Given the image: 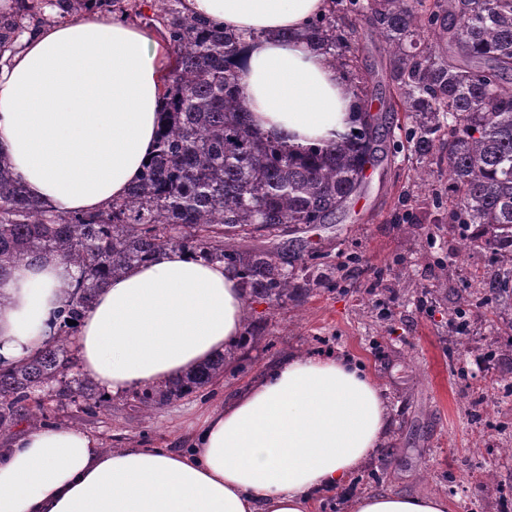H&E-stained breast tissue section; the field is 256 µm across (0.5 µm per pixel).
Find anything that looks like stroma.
Segmentation results:
<instances>
[{
	"instance_id": "1",
	"label": "stroma",
	"mask_w": 512,
	"mask_h": 512,
	"mask_svg": "<svg viewBox=\"0 0 512 512\" xmlns=\"http://www.w3.org/2000/svg\"><path fill=\"white\" fill-rule=\"evenodd\" d=\"M336 21L349 35L361 101L389 112L390 132L386 156L368 168L343 221L304 227L289 244L317 252L328 291L299 294L274 310L254 302L269 346L252 350L246 369H228L205 392L148 416L122 393L95 416L83 401L54 400L51 423L88 431L105 448L177 450L200 409L222 406L275 362L342 354L379 381L394 409L389 449L366 467L374 476L369 492L438 494L448 512H512V295H480L496 259L463 248L462 229L449 223L447 166L417 179L384 44L354 13H337ZM463 304L470 314L461 324L455 312Z\"/></svg>"
}]
</instances>
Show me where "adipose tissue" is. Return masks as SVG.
Returning <instances> with one entry per match:
<instances>
[{"label": "adipose tissue", "mask_w": 512, "mask_h": 512, "mask_svg": "<svg viewBox=\"0 0 512 512\" xmlns=\"http://www.w3.org/2000/svg\"><path fill=\"white\" fill-rule=\"evenodd\" d=\"M247 36L243 105L268 138L324 146L359 102L302 34L329 0H185ZM167 44L88 14L24 34L0 57V147L28 195L58 213L95 212L136 183L157 141ZM76 272L55 257L0 277V357L16 361L55 329ZM236 274L179 249L113 278L78 324L85 373L106 394L170 385L241 335ZM392 410L348 357L290 356L188 431L184 450L100 447L81 430L15 434L0 449V512H315L381 448ZM352 512H448L443 497L355 498Z\"/></svg>", "instance_id": "ef3b65f1"}]
</instances>
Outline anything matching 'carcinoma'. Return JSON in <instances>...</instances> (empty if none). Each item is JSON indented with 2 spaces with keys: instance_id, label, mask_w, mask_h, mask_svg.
I'll return each mask as SVG.
<instances>
[{
  "instance_id": "1",
  "label": "carcinoma",
  "mask_w": 512,
  "mask_h": 512,
  "mask_svg": "<svg viewBox=\"0 0 512 512\" xmlns=\"http://www.w3.org/2000/svg\"><path fill=\"white\" fill-rule=\"evenodd\" d=\"M0 10V55L23 33L50 20L85 14L136 17L164 31L174 62L164 79L165 106L154 156L127 195L99 212L65 215L31 200L0 155V277L17 263L57 256L77 270L58 313L53 340L33 355L0 364V430L20 419L50 420L44 401L81 398L96 415L111 399L89 379L71 376L75 326L100 290L133 265L178 248L223 263L240 278L246 298L271 307L295 293L313 258L288 254L276 238L310 224L336 221L361 188L366 165L384 152L383 115L359 113L346 140L322 148H292L260 136L241 105L238 37L182 9V0H152L148 15L126 0H10ZM360 15L391 56L392 80L411 119L406 142L421 163L448 164L454 202L448 221L474 225L465 245L495 255L499 268L485 287L504 292L512 280V0H331ZM448 54L429 36L441 18ZM311 47L348 66L347 37L330 14L307 26ZM234 236L261 241L230 247ZM245 311L244 330L227 353L174 385L133 392L147 414L224 378L225 370L262 341Z\"/></svg>"
}]
</instances>
